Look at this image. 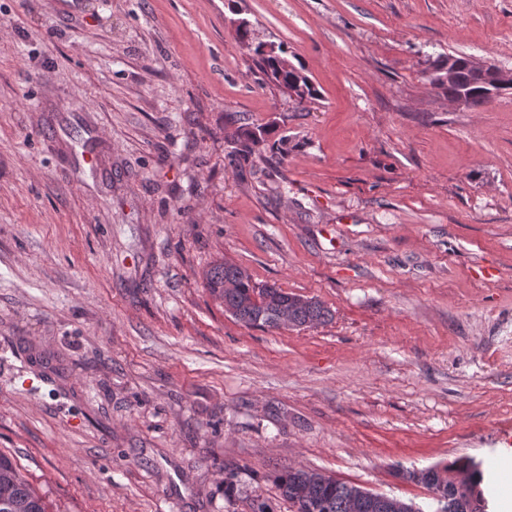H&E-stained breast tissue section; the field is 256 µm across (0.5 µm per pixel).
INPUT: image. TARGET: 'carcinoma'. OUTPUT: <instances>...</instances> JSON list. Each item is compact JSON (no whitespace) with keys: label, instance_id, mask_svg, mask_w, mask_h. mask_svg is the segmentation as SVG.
<instances>
[{"label":"carcinoma","instance_id":"carcinoma-1","mask_svg":"<svg viewBox=\"0 0 512 512\" xmlns=\"http://www.w3.org/2000/svg\"><path fill=\"white\" fill-rule=\"evenodd\" d=\"M255 65L267 80L279 88L288 86L292 72L272 57L254 48ZM456 73L448 86V97L465 98V104L477 107L487 100L481 75L454 56ZM206 286L226 311L237 320L261 328L280 327L282 312H288L293 328H307L332 319L331 311L320 301L290 294L275 286H256L241 267L228 262L214 264L206 273ZM402 478L423 485L452 499L453 508L445 512H484L480 491L483 472L468 458L422 470L401 471ZM281 495L296 507V512H385L374 498L361 493L360 487L341 482L319 472L289 467L277 477ZM0 512H52L51 505L22 475L19 467L0 453Z\"/></svg>","mask_w":512,"mask_h":512}]
</instances>
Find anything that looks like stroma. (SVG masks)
Instances as JSON below:
<instances>
[{
  "label": "stroma",
  "mask_w": 512,
  "mask_h": 512,
  "mask_svg": "<svg viewBox=\"0 0 512 512\" xmlns=\"http://www.w3.org/2000/svg\"><path fill=\"white\" fill-rule=\"evenodd\" d=\"M452 54L512 71V0H0V451L54 512H292L289 466L431 512L399 470L500 472L512 90L449 101ZM222 260L332 320L245 326ZM253 52L257 57V59H255V65L267 80L279 88L288 87V95L296 101L303 100L298 103H304L305 89L301 84L302 78H299L293 85L288 86L289 77L293 74V71L298 68L292 65L293 68L291 71L285 70L276 59L264 56L259 47H255Z\"/></svg>",
  "instance_id": "stroma-1"
}]
</instances>
